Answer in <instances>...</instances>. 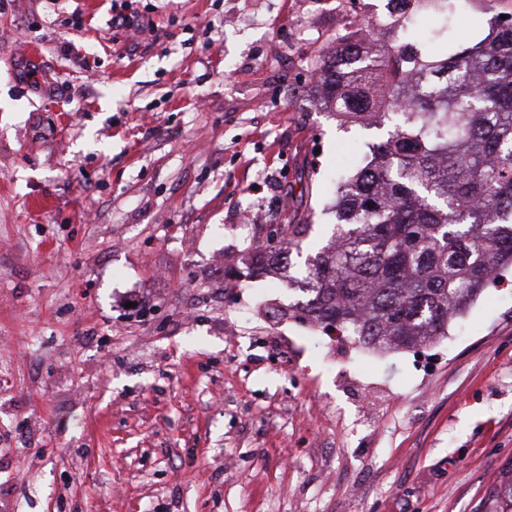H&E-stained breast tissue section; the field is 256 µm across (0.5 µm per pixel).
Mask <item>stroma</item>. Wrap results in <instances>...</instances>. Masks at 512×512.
Segmentation results:
<instances>
[{"label":"stroma","instance_id":"1","mask_svg":"<svg viewBox=\"0 0 512 512\" xmlns=\"http://www.w3.org/2000/svg\"><path fill=\"white\" fill-rule=\"evenodd\" d=\"M388 2L0 0V512H501L512 293L373 352L242 263L330 236L382 133L310 68ZM503 13L459 0L449 50Z\"/></svg>","mask_w":512,"mask_h":512}]
</instances>
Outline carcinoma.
<instances>
[{
    "label": "carcinoma",
    "instance_id": "cac0c4a2",
    "mask_svg": "<svg viewBox=\"0 0 512 512\" xmlns=\"http://www.w3.org/2000/svg\"><path fill=\"white\" fill-rule=\"evenodd\" d=\"M414 4L449 29L456 0ZM414 25L368 24L370 40L342 41L316 65L324 109L386 136L336 178V231L303 274H290V254L307 225H285L280 247L260 252L305 294L300 319L377 351L448 335L490 270H512V23L449 54L410 42Z\"/></svg>",
    "mask_w": 512,
    "mask_h": 512
}]
</instances>
